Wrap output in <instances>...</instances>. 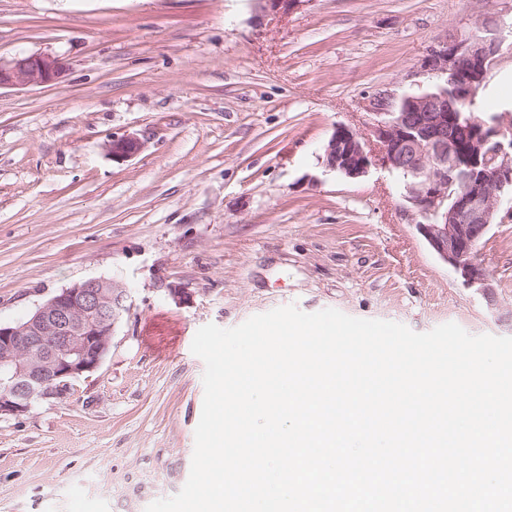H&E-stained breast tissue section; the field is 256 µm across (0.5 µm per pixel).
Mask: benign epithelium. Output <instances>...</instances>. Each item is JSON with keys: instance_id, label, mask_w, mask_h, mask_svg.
Returning a JSON list of instances; mask_svg holds the SVG:
<instances>
[{"instance_id": "1", "label": "benign epithelium", "mask_w": 512, "mask_h": 512, "mask_svg": "<svg viewBox=\"0 0 512 512\" xmlns=\"http://www.w3.org/2000/svg\"><path fill=\"white\" fill-rule=\"evenodd\" d=\"M262 2L274 12L291 13L309 0ZM504 27L503 16L491 9L468 35L434 40L420 71L436 83L401 96H375L366 132L338 126L323 153L327 168L349 178L362 177L375 165L410 176L403 182L404 201L421 218L417 230L489 306L496 304L495 292L473 249L500 217L512 218V137L499 115L490 122L471 119L468 136L459 139L457 106L448 104V87L466 90L463 100L470 99L502 52ZM66 71L65 61L55 55L18 56L0 62V89L57 83ZM142 148L137 135L127 134L112 139L109 154L124 162ZM131 308L126 286L90 278L61 289L28 319L0 323V418L65 397L73 382L103 364L114 329Z\"/></svg>"}]
</instances>
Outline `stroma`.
<instances>
[{"label": "stroma", "instance_id": "1", "mask_svg": "<svg viewBox=\"0 0 512 512\" xmlns=\"http://www.w3.org/2000/svg\"><path fill=\"white\" fill-rule=\"evenodd\" d=\"M486 0H0V59L63 58L58 83L0 90V322L63 288L124 283L133 307L73 395L0 418V512H145L186 483L203 404L191 351L296 304L424 333L454 322L512 337V220L474 249L488 307L431 250L403 184L328 170L336 126L372 96L427 86L434 39ZM512 111V36L476 97ZM144 147L113 161V138ZM190 297L169 295L167 284Z\"/></svg>", "mask_w": 512, "mask_h": 512}]
</instances>
